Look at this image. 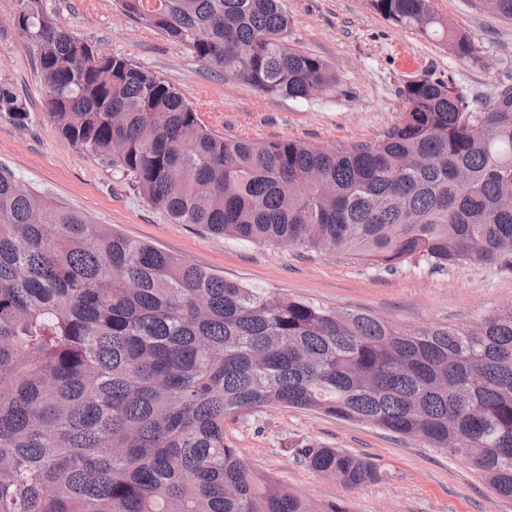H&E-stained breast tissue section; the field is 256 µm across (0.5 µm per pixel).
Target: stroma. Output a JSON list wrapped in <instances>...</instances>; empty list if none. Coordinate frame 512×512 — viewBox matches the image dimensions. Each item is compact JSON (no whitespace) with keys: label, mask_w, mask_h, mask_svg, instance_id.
Wrapping results in <instances>:
<instances>
[{"label":"stroma","mask_w":512,"mask_h":512,"mask_svg":"<svg viewBox=\"0 0 512 512\" xmlns=\"http://www.w3.org/2000/svg\"><path fill=\"white\" fill-rule=\"evenodd\" d=\"M291 43L328 61L335 94L298 102L270 98L224 80L186 48L143 27L116 0H48L63 26L104 53L126 58L172 85L215 133L257 140L295 139L319 146L379 139L399 118L396 91L407 80L452 77L470 96L489 97L512 77V21L481 0H434L437 13L475 39V60L449 53L384 19L370 0H281ZM18 0H0V82L13 85L26 125L0 112V165L95 223L150 242L228 280L313 298L343 309H367L395 324L466 326L512 304V265H458L435 271L406 261L396 270L337 251L246 244L196 224H176L109 167L57 135L45 109L35 47L14 25ZM224 436L260 471L316 502L347 501L350 512H512L466 462L416 439L297 409L266 410L226 422ZM300 443L341 448L374 461L380 481L354 490L300 464Z\"/></svg>","instance_id":"35a3bbf8"}]
</instances>
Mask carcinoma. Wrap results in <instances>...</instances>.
<instances>
[{"mask_svg":"<svg viewBox=\"0 0 512 512\" xmlns=\"http://www.w3.org/2000/svg\"><path fill=\"white\" fill-rule=\"evenodd\" d=\"M213 72L273 98L336 90L289 43L280 0H117ZM461 59L474 38L433 0H371ZM512 20V0H482ZM54 131L175 224L251 244L344 251L394 270L512 264V83L486 101L453 78L399 90L375 142L219 135L164 79L103 54L47 0H19ZM0 112L27 109L0 83ZM299 409L419 440L512 504V304L461 327H400L229 281L95 224L0 166V512H348L255 470L224 423ZM297 460L350 490L372 461L314 443Z\"/></svg>","mask_w":512,"mask_h":512,"instance_id":"1","label":"carcinoma"}]
</instances>
